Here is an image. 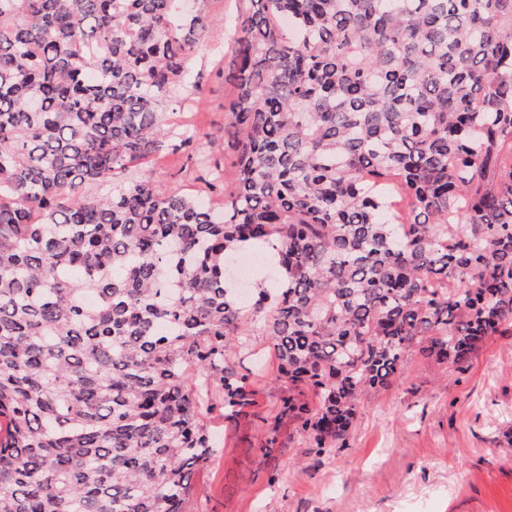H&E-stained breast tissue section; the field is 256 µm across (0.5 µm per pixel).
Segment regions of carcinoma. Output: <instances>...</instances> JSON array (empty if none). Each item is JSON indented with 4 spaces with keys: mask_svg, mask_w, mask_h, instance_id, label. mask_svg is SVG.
I'll use <instances>...</instances> for the list:
<instances>
[{
    "mask_svg": "<svg viewBox=\"0 0 512 512\" xmlns=\"http://www.w3.org/2000/svg\"><path fill=\"white\" fill-rule=\"evenodd\" d=\"M179 2L0 0V512H186L255 336L288 381L261 451L286 422L321 458L412 351L512 324V0H251L221 210L135 173L193 158L165 115L212 24Z\"/></svg>",
    "mask_w": 512,
    "mask_h": 512,
    "instance_id": "1",
    "label": "carcinoma"
}]
</instances>
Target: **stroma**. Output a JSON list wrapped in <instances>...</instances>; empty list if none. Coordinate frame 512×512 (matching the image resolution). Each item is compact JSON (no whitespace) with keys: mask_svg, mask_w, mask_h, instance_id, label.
Masks as SVG:
<instances>
[{"mask_svg":"<svg viewBox=\"0 0 512 512\" xmlns=\"http://www.w3.org/2000/svg\"><path fill=\"white\" fill-rule=\"evenodd\" d=\"M213 33L189 62V91L170 107L171 126L196 122L195 159L163 153L140 165L184 193L221 205L236 186L231 152L212 154L208 134L223 130L236 89L228 79L235 38L251 0H202ZM214 155L224 192L209 194L198 158ZM260 419L228 420L223 409L204 421L219 447L192 481L188 512H512V326L502 327L464 368L411 355L406 379L368 392L346 448L320 461L304 444L264 457L265 418L287 382L265 338L252 357Z\"/></svg>","mask_w":512,"mask_h":512,"instance_id":"35a3bbf8","label":"stroma"}]
</instances>
